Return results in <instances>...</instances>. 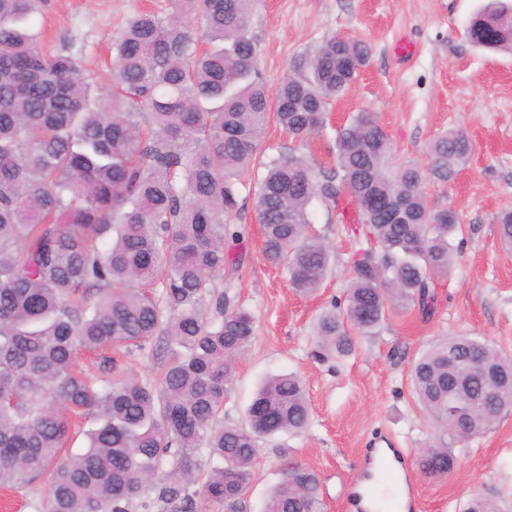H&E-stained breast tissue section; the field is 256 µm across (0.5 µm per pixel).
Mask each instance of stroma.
<instances>
[{
	"instance_id": "1",
	"label": "stroma",
	"mask_w": 512,
	"mask_h": 512,
	"mask_svg": "<svg viewBox=\"0 0 512 512\" xmlns=\"http://www.w3.org/2000/svg\"><path fill=\"white\" fill-rule=\"evenodd\" d=\"M484 0H259L251 16L257 67L268 90L286 75L304 76L313 52L331 37L361 40L370 58L349 91L329 108L325 127L308 140L269 123L259 145L268 156L300 151L329 161L336 129L359 111L374 113L397 161L427 167L430 144L443 133L464 131L472 141L468 162L452 180L426 175L430 207H452L463 227L447 274L435 280L430 318L415 307L392 309L373 336L346 358L313 355L312 319L342 299L349 259L362 245L321 202L310 207L314 230L334 248L322 289L297 295L281 269L262 252L256 200L242 190L246 259L235 281L240 305L256 317L257 334L237 362L224 399V418L235 422L263 379L293 372L305 383L312 409L303 434L263 443L248 494L250 512H261L279 478L281 447L313 469L325 512H350L349 492L361 451L375 439L403 449L414 466L418 448L435 429L410 388L415 360L447 336H482L512 355V251L501 248L498 218L512 210V53L473 45L465 30ZM144 10L168 15L171 0H39L30 24L44 47L76 56L95 84L111 81L112 40ZM457 466L444 480L415 474L419 512H462L476 493L495 497L512 512V413L482 435L455 447Z\"/></svg>"
}]
</instances>
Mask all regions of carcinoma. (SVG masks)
<instances>
[{
  "mask_svg": "<svg viewBox=\"0 0 512 512\" xmlns=\"http://www.w3.org/2000/svg\"><path fill=\"white\" fill-rule=\"evenodd\" d=\"M36 2L0 0V489L39 483L36 512H132L145 491L142 507L157 512H245L261 441L310 423L294 373L266 379L243 422L220 416L256 336L254 316L230 295L246 175L263 168L254 195L265 257L296 292L319 290L333 258L309 226L313 200L342 207L366 242L350 259L344 300L313 323L319 359L352 354L397 306L432 315L458 216L429 207L423 168L393 160L369 112L338 129L330 166L296 152L256 162L270 120L294 138L323 127L367 44L326 41L308 75L271 94L250 33L256 0H172L168 16L142 12L114 37L104 92L77 58L31 33ZM467 33L512 52V0H485ZM471 150L460 131L440 136L433 171L453 177ZM498 238L512 248V211ZM148 344L166 352L156 384L108 355ZM80 350L100 357L102 375L75 368ZM477 353L508 386L481 407L448 399V380L470 378ZM411 382L438 429L417 454L431 479L454 470V444L512 411V357L484 339L433 344ZM82 420L92 423L87 445L69 454ZM262 512H324L318 475L283 457ZM465 512L501 509L483 495Z\"/></svg>",
  "mask_w": 512,
  "mask_h": 512,
  "instance_id": "cac0c4a2",
  "label": "carcinoma"
}]
</instances>
